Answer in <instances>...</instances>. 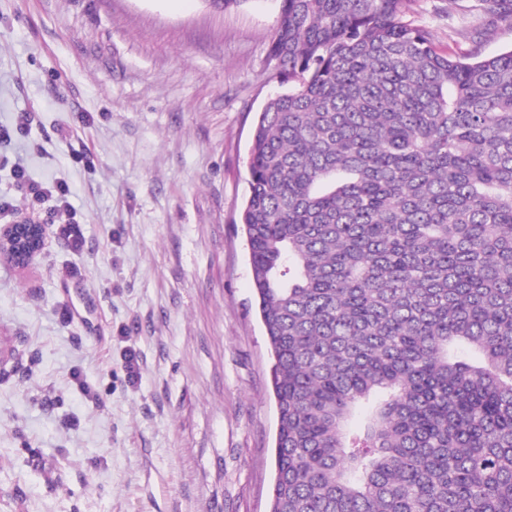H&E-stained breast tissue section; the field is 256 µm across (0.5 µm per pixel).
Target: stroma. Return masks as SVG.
I'll return each instance as SVG.
<instances>
[{"mask_svg":"<svg viewBox=\"0 0 512 512\" xmlns=\"http://www.w3.org/2000/svg\"><path fill=\"white\" fill-rule=\"evenodd\" d=\"M403 11L440 49H512L476 0ZM277 16L276 0H0V198L38 219L18 163L66 182L86 238L0 259V512H269L272 357L239 212L256 116L282 90Z\"/></svg>","mask_w":512,"mask_h":512,"instance_id":"obj_1","label":"stroma"}]
</instances>
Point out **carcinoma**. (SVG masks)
I'll list each match as a JSON object with an SVG mask.
<instances>
[{"label":"carcinoma","instance_id":"1","mask_svg":"<svg viewBox=\"0 0 512 512\" xmlns=\"http://www.w3.org/2000/svg\"><path fill=\"white\" fill-rule=\"evenodd\" d=\"M278 2L240 213L270 512H512V50L444 53L403 0Z\"/></svg>","mask_w":512,"mask_h":512}]
</instances>
